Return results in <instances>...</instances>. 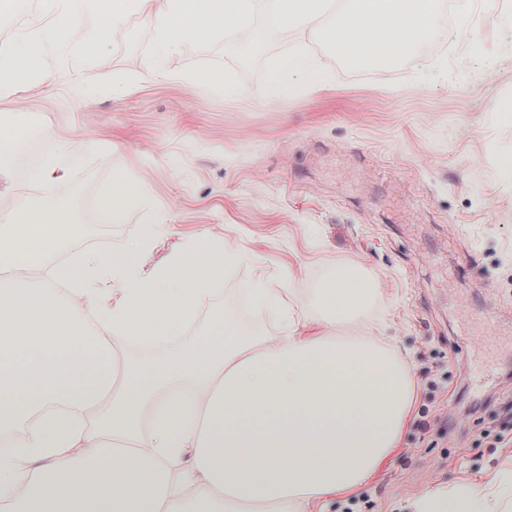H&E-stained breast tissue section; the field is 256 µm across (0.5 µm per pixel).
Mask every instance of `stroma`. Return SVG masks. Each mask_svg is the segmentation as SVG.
I'll list each match as a JSON object with an SVG mask.
<instances>
[{
  "label": "stroma",
  "mask_w": 512,
  "mask_h": 512,
  "mask_svg": "<svg viewBox=\"0 0 512 512\" xmlns=\"http://www.w3.org/2000/svg\"><path fill=\"white\" fill-rule=\"evenodd\" d=\"M0 11V42L57 31L36 50L42 76L19 72L0 96V129L22 128L45 154L87 142L80 166L32 189L13 173L0 210L17 196L63 203L76 226L52 255L119 252L138 240L146 212L159 233L140 268L151 273L202 238L240 253L181 336L139 350L129 363L160 359L205 335L215 316L258 342L282 332L277 307L245 312L244 291L290 289L315 320L317 300L339 264L362 268L377 292L347 321L327 326L337 345L374 342L411 376L412 420L385 468L328 512H410L433 490L467 493L476 476L512 477V0H471L470 32H450L440 12L433 34L388 63L355 67L327 40L345 0H328L307 29H286L267 0L249 21L226 23L224 0H186L207 37L165 59L150 24L129 17L123 36L99 50L62 40L70 24L44 0ZM303 54L329 77L312 87L290 74L268 99L273 67ZM228 81L232 95L209 89ZM120 174L145 203L125 201L117 223L96 218L102 189Z\"/></svg>",
  "instance_id": "1"
}]
</instances>
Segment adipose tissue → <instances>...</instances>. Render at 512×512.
Listing matches in <instances>:
<instances>
[{
  "label": "adipose tissue",
  "instance_id": "ef3b65f1",
  "mask_svg": "<svg viewBox=\"0 0 512 512\" xmlns=\"http://www.w3.org/2000/svg\"><path fill=\"white\" fill-rule=\"evenodd\" d=\"M77 41L99 48L146 15L156 74L178 43L206 36L184 24V0H48ZM440 0H348L329 29L349 60L375 61L431 30ZM60 204L23 198L0 212V261H44L65 242ZM158 232L146 220L130 249L83 254L50 281L0 278V512H324L327 499L369 481L398 448L413 387L387 355L341 347L313 331L287 296L257 287L249 303L278 305L285 332L261 348L215 319L172 356L134 365L116 353L132 337L178 336L236 252L200 243L151 274L138 258ZM373 289L337 266L321 302L349 319ZM466 496L439 490L414 512H498L497 481Z\"/></svg>",
  "mask_w": 512,
  "mask_h": 512
}]
</instances>
